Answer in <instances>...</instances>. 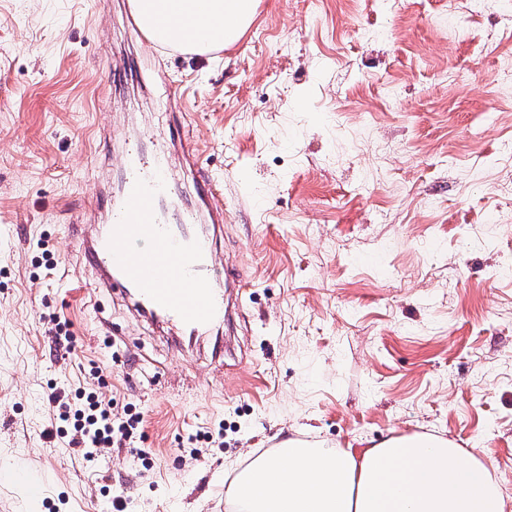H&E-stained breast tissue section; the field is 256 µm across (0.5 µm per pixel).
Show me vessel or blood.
Listing matches in <instances>:
<instances>
[{"instance_id": "1", "label": "vessel or blood", "mask_w": 512, "mask_h": 512, "mask_svg": "<svg viewBox=\"0 0 512 512\" xmlns=\"http://www.w3.org/2000/svg\"><path fill=\"white\" fill-rule=\"evenodd\" d=\"M119 183L110 198L106 224L85 215L74 242L99 273V283L121 291L137 311L196 342L242 317L241 299L225 288L224 266L215 237L223 228L224 188L209 175L197 176L192 201L172 200L174 167L164 157L125 143ZM0 482L40 500L42 483L24 465L0 472Z\"/></svg>"}]
</instances>
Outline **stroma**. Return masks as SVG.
Listing matches in <instances>:
<instances>
[{
    "mask_svg": "<svg viewBox=\"0 0 512 512\" xmlns=\"http://www.w3.org/2000/svg\"><path fill=\"white\" fill-rule=\"evenodd\" d=\"M143 51L121 0H0V465L44 483L36 503L0 484V512H229L231 476L289 438L359 454L441 436L512 481V0L460 25L448 0H259L233 45L150 67ZM144 127L180 198L201 168L224 184L239 366L178 353L69 236L105 215L113 152ZM185 130L195 169L174 154ZM54 388L143 412L151 467L84 462L51 432ZM219 427L222 445L183 453Z\"/></svg>",
    "mask_w": 512,
    "mask_h": 512,
    "instance_id": "1",
    "label": "stroma"
}]
</instances>
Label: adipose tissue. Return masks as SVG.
Returning a JSON list of instances; mask_svg holds the SVG:
<instances>
[{"instance_id":"ef3b65f1","label":"adipose tissue","mask_w":512,"mask_h":512,"mask_svg":"<svg viewBox=\"0 0 512 512\" xmlns=\"http://www.w3.org/2000/svg\"><path fill=\"white\" fill-rule=\"evenodd\" d=\"M258 0H139L163 43L203 53L236 42ZM243 512H505L488 466L439 436L396 437L348 449L284 448L228 488Z\"/></svg>"}]
</instances>
